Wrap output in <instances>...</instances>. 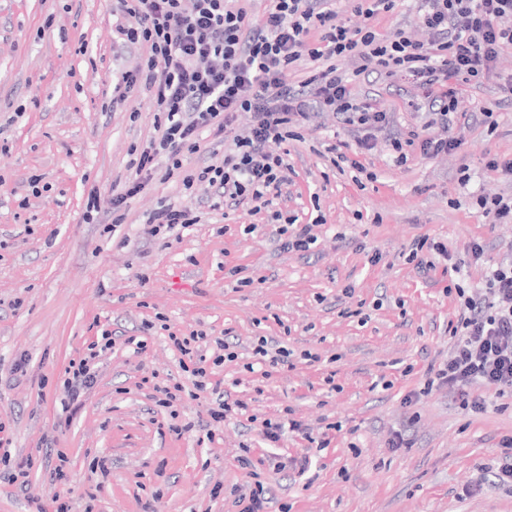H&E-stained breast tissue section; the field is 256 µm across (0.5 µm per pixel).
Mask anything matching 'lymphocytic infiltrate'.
<instances>
[{"mask_svg": "<svg viewBox=\"0 0 512 512\" xmlns=\"http://www.w3.org/2000/svg\"><path fill=\"white\" fill-rule=\"evenodd\" d=\"M395 5L396 0H271L256 18L243 0H115V32L140 55L123 73L113 100L146 94L158 135L134 150L130 176L113 191L112 226L123 223L128 201L159 174L179 178L189 195L207 186L212 198L231 208L272 206L288 182V165L268 144L300 139L321 112L356 129L357 157L349 165L364 173L359 155L374 150L377 132L392 123L380 100L354 93L357 82L372 76L412 83L427 109L420 127L390 137L397 164H406L413 151L433 158L460 148L452 131L470 121L496 129L502 101L470 113L457 105L462 91L484 84L500 55L512 49V0H418L417 24L430 36L425 43L402 29L387 37L377 33L379 15ZM348 11L363 16V26L346 25L341 15ZM303 60L312 67L300 85H292L288 76ZM244 114L250 122L241 131L237 122ZM217 143L224 147L222 161L196 162V155ZM202 215L190 203L164 204L148 214V233L166 240L177 229L201 223ZM454 289L459 310L448 326L453 349L446 362L428 368L423 390H447L462 409L481 413L487 391L501 396L512 390V260L491 268L481 292L460 283ZM204 337L197 331L171 338L192 365L193 390L178 383L153 387L179 434L194 425L179 423L178 403L217 391L197 347ZM101 339L66 368L65 407L81 408L82 395L94 386L90 362L114 345L111 333Z\"/></svg>", "mask_w": 512, "mask_h": 512, "instance_id": "obj_1", "label": "lymphocytic infiltrate"}]
</instances>
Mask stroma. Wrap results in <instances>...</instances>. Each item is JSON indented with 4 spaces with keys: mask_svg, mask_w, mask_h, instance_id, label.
I'll return each mask as SVG.
<instances>
[{
    "mask_svg": "<svg viewBox=\"0 0 512 512\" xmlns=\"http://www.w3.org/2000/svg\"><path fill=\"white\" fill-rule=\"evenodd\" d=\"M111 10L112 0H0V144L9 148L0 156V422L12 459L35 460L22 490L0 461V512H50L59 497L72 512H240L253 471L270 512H512V488L495 476L512 436V396L490 395L487 410L472 413L447 391L420 395L427 366L451 351L456 300L449 275L408 258L414 240L442 241L463 265L461 281L480 286L512 256V223H492L471 205L477 193L512 195V177L483 165L489 153L512 156V107L498 112L495 130L458 128L461 147L435 158L414 154L398 166L377 145L362 159L375 178L360 186L327 150L351 141L350 130L333 113L315 116L288 145L289 183L276 205L311 225L316 242L306 252L281 250L279 222L244 208L208 212L169 245L151 238L147 214L185 200L174 179L149 183L110 233L84 222L87 197L97 192L108 209L131 149L157 134L145 97L108 104L139 55L118 42ZM511 78L508 50L491 79L460 96L459 111L503 98ZM357 91L378 95L394 131L413 126L412 86ZM475 239L486 246L479 263L462 252ZM105 330L144 336L146 348L121 341L99 357L96 384L68 414L64 371ZM199 330L209 336L200 352L213 362L211 381L246 402L255 422L232 419L206 436L203 398L181 411L196 429L170 431L142 380L191 385L166 334ZM262 336L291 353L269 374L253 351ZM219 337L236 357L218 365ZM22 357L28 375L16 382L11 368ZM285 414L301 432L269 445L259 421ZM398 431L408 447H391ZM323 439L328 447L317 449ZM61 452L67 486L51 476ZM304 456L302 474L290 461ZM102 458L104 475L92 470Z\"/></svg>",
    "mask_w": 512,
    "mask_h": 512,
    "instance_id": "1",
    "label": "stroma"
}]
</instances>
